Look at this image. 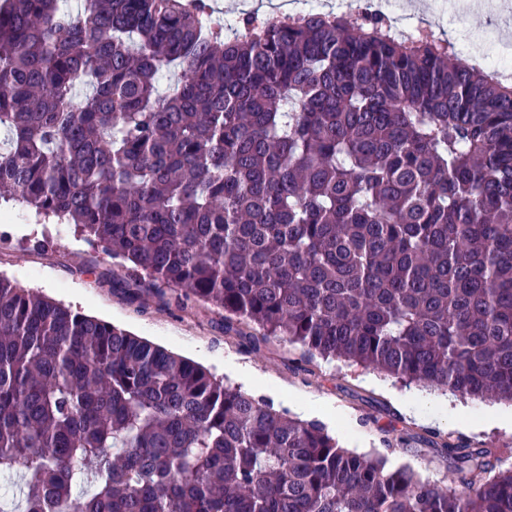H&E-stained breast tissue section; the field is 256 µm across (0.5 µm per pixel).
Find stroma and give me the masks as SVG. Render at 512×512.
<instances>
[{
	"label": "stroma",
	"instance_id": "obj_1",
	"mask_svg": "<svg viewBox=\"0 0 512 512\" xmlns=\"http://www.w3.org/2000/svg\"><path fill=\"white\" fill-rule=\"evenodd\" d=\"M394 15L403 27H431L479 63L488 51L487 33L494 31L512 40V0L466 10L443 9L435 0H401ZM1 213L8 220L0 238V275L19 287L40 291L194 360L290 416H298V400L321 403L319 419L345 448L359 454L383 453L391 467L407 465L422 479L447 480L448 464L433 449L411 443L389 454L381 442L379 428L389 423L406 434L428 430V423L409 416L403 402L404 397L422 394L421 386H406L377 370L321 358L314 359L311 372L296 371L300 351L284 336L271 338L261 353L248 352L237 339L225 335L223 310L194 299L186 301L184 308L163 310L152 292L130 303L102 286L99 275L121 277L125 271L75 225L45 222L11 201L0 200ZM41 238L47 241L45 248L35 249V241Z\"/></svg>",
	"mask_w": 512,
	"mask_h": 512
}]
</instances>
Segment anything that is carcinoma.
<instances>
[{"instance_id": "carcinoma-1", "label": "carcinoma", "mask_w": 512, "mask_h": 512, "mask_svg": "<svg viewBox=\"0 0 512 512\" xmlns=\"http://www.w3.org/2000/svg\"><path fill=\"white\" fill-rule=\"evenodd\" d=\"M210 14L0 4V192L131 263L161 306L224 310L252 353L286 336L298 371L337 358L512 401V84L375 16L248 15L228 39ZM417 440L448 483L0 275V472L22 480L19 512H512L493 449Z\"/></svg>"}]
</instances>
